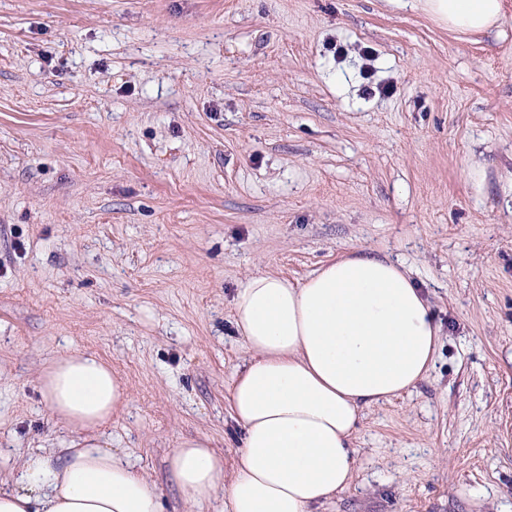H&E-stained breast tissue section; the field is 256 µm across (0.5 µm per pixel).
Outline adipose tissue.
<instances>
[{"mask_svg": "<svg viewBox=\"0 0 512 512\" xmlns=\"http://www.w3.org/2000/svg\"><path fill=\"white\" fill-rule=\"evenodd\" d=\"M449 31H488L504 0H423ZM234 325L250 355L230 389L242 430L232 472L208 438L182 440L169 458L190 501L223 496L227 512H319L353 480L363 410L424 380L439 328L401 266L344 256L306 282L259 274L238 286ZM40 394L74 434L68 448L28 456L0 512H161L148 480L91 437L114 414L123 387L100 359L78 352L45 370Z\"/></svg>", "mask_w": 512, "mask_h": 512, "instance_id": "obj_1", "label": "adipose tissue"}]
</instances>
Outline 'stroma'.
<instances>
[{
    "label": "stroma",
    "mask_w": 512,
    "mask_h": 512,
    "mask_svg": "<svg viewBox=\"0 0 512 512\" xmlns=\"http://www.w3.org/2000/svg\"><path fill=\"white\" fill-rule=\"evenodd\" d=\"M355 250L439 340L320 512H512V8L460 36L420 0H0V481L68 447L39 379L77 351L124 387L97 442L162 512H226L168 458L240 445L233 296Z\"/></svg>",
    "instance_id": "1"
}]
</instances>
